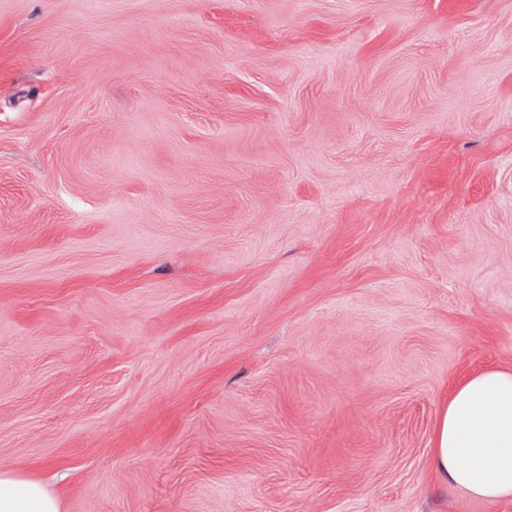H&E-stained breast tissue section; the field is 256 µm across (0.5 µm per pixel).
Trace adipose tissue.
Listing matches in <instances>:
<instances>
[{
    "mask_svg": "<svg viewBox=\"0 0 512 512\" xmlns=\"http://www.w3.org/2000/svg\"><path fill=\"white\" fill-rule=\"evenodd\" d=\"M432 464L466 495L512 498V369L486 370L455 388L438 422ZM0 512H61V506L42 483L0 470Z\"/></svg>",
    "mask_w": 512,
    "mask_h": 512,
    "instance_id": "ef3b65f1",
    "label": "adipose tissue"
}]
</instances>
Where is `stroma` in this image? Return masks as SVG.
<instances>
[{
    "instance_id": "stroma-1",
    "label": "stroma",
    "mask_w": 512,
    "mask_h": 512,
    "mask_svg": "<svg viewBox=\"0 0 512 512\" xmlns=\"http://www.w3.org/2000/svg\"><path fill=\"white\" fill-rule=\"evenodd\" d=\"M512 368V0H0V470L62 512H512L431 465Z\"/></svg>"
}]
</instances>
